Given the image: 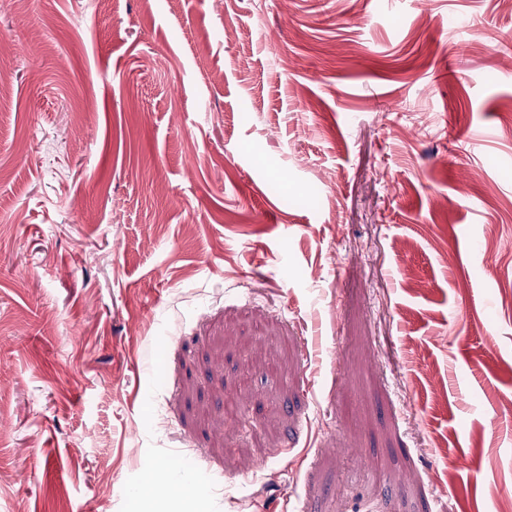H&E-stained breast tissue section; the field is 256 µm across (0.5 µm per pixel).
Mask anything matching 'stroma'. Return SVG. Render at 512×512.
I'll use <instances>...</instances> for the list:
<instances>
[{
  "label": "stroma",
  "mask_w": 512,
  "mask_h": 512,
  "mask_svg": "<svg viewBox=\"0 0 512 512\" xmlns=\"http://www.w3.org/2000/svg\"><path fill=\"white\" fill-rule=\"evenodd\" d=\"M512 12L0 0V512L512 498ZM168 479V472L165 469H159L153 473L152 479L140 483L136 496L144 509H150L151 502L156 500L158 496L155 493L157 485L166 482Z\"/></svg>",
  "instance_id": "stroma-1"
}]
</instances>
